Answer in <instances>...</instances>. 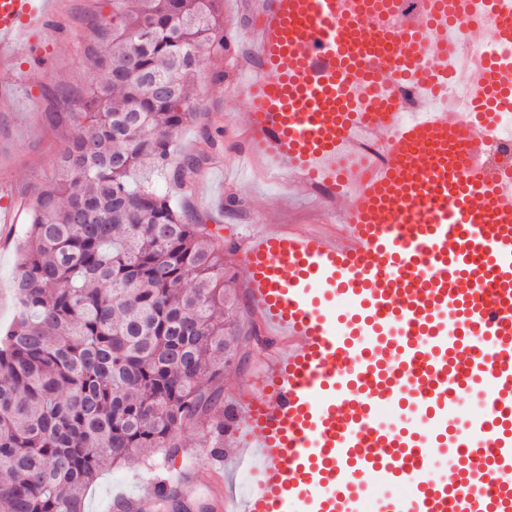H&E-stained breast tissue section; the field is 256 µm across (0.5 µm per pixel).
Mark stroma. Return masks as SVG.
<instances>
[{"label":"stroma","instance_id":"obj_1","mask_svg":"<svg viewBox=\"0 0 512 512\" xmlns=\"http://www.w3.org/2000/svg\"><path fill=\"white\" fill-rule=\"evenodd\" d=\"M64 23L68 37L59 39L49 51L28 63L29 83L19 87L16 111L0 112V191L17 204L29 202L47 185L56 151L71 134L66 123L54 120L53 107L68 100L73 91L91 88L99 79L98 73L77 55L76 47L90 41L94 26H111L112 0H66ZM236 67L232 55L212 57L205 60L195 79L201 115L197 122L178 132L175 151L202 152L208 161L188 191L170 189L172 202L193 221L208 225L228 242L241 241L257 225L269 230L282 224L333 230L337 216L327 214L315 195L294 183L274 184L262 175L260 166L246 172L237 168L236 161L245 147V105L225 93ZM218 71L223 72V80H214ZM207 130L215 132L214 143H207L204 138ZM229 195L242 200L240 210L226 209L225 198ZM23 230V224H14L12 235L0 241V334L16 317L10 290ZM224 266L235 276L233 320L242 340L237 360L224 371L217 394V406L221 409L253 378L264 350L263 339L256 336L263 325L246 297L245 271L239 252L225 253ZM200 434V429L193 426L183 430V448L174 460L146 450L103 471L86 492V512H112L116 495L138 491L151 480L172 478L187 465L194 466L196 482L175 489L166 505H153L151 512H183L186 502L193 505V512H208L210 471L215 460L209 449L201 447Z\"/></svg>","mask_w":512,"mask_h":512}]
</instances>
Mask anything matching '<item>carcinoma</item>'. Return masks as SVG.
Returning <instances> with one entry per match:
<instances>
[{
	"mask_svg": "<svg viewBox=\"0 0 512 512\" xmlns=\"http://www.w3.org/2000/svg\"><path fill=\"white\" fill-rule=\"evenodd\" d=\"M217 0H112L118 22L81 58L104 72L63 120L75 130L49 186L23 204L0 337V512H85L101 470L181 431L220 444L216 391L238 345L224 239L170 203L153 177L187 187L194 154L176 133L198 119L195 76L224 53Z\"/></svg>",
	"mask_w": 512,
	"mask_h": 512,
	"instance_id": "obj_1",
	"label": "carcinoma"
}]
</instances>
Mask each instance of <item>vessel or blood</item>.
<instances>
[{
	"instance_id": "obj_1",
	"label": "vessel or blood",
	"mask_w": 512,
	"mask_h": 512,
	"mask_svg": "<svg viewBox=\"0 0 512 512\" xmlns=\"http://www.w3.org/2000/svg\"><path fill=\"white\" fill-rule=\"evenodd\" d=\"M64 15L61 0H0V70L58 40ZM463 15L470 41L512 47V0H255L253 23L227 36L245 54L227 93L247 104L248 159L345 210L330 234L245 241L248 298L274 345L224 417L214 456L248 482L215 487L216 512H512V166L484 148L512 108V66L471 69L468 122L404 120L392 82L421 76L417 106L436 93ZM477 386L483 416L454 430ZM386 408L430 438L387 426ZM367 481L390 494L364 506ZM169 491L118 500L148 512Z\"/></svg>"
}]
</instances>
